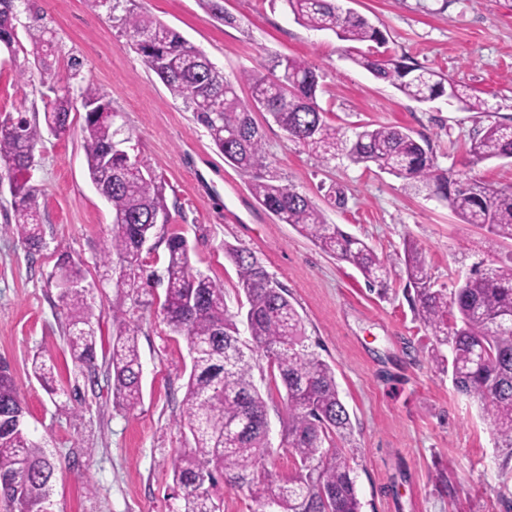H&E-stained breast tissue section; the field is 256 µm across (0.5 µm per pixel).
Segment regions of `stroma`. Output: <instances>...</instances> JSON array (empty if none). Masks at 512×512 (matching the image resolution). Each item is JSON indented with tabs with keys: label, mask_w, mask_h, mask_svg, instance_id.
Wrapping results in <instances>:
<instances>
[{
	"label": "stroma",
	"mask_w": 512,
	"mask_h": 512,
	"mask_svg": "<svg viewBox=\"0 0 512 512\" xmlns=\"http://www.w3.org/2000/svg\"><path fill=\"white\" fill-rule=\"evenodd\" d=\"M367 17L386 38V57L418 64L475 89L490 105L472 112L440 97L419 103L355 66L348 45L314 32L270 0H224L236 25L216 21L198 0H135L147 13L204 51L228 79L274 55L314 66L317 102L331 124L354 132L368 123L397 126L429 142L440 168L499 188L512 187V159L470 165L477 131L512 123V0H338ZM19 24L40 15L55 37L54 66L73 86L90 82L107 94L124 126L123 145L165 187L171 222L143 252L147 270L163 273L164 238H186L195 270L224 285L229 312L246 303L224 248L252 251L289 291L306 334L334 369L353 437L346 447L362 512H512V451L499 447L473 399L459 394L450 372L430 359L433 338L415 315L405 268V243L421 249L435 287L454 289L471 265L512 254V241L461 223L445 203L405 188L377 167L338 158L324 163L268 115H258L264 148L285 185L306 194L329 223L395 261L387 291L369 287L350 263L321 251L255 200L248 177L229 166L192 112L174 99L130 49L105 10L90 0H19ZM0 52V115L33 113L46 87L39 74L20 80L15 63L30 56ZM79 60L71 71V60ZM82 115L65 135L44 134L27 177L38 191L46 241L29 255L10 224L14 200L0 185V361L13 374L27 410L31 438L53 451L58 478L54 512H169L172 460L185 443L179 426L190 370L186 340L163 320L164 288L137 301L117 290L118 274L100 259L110 237L112 208L87 174ZM82 261L85 286L101 308L98 351L114 331L112 309L134 311L143 366V401L116 410L105 374H73L62 336L64 311L53 278L59 259ZM52 356L62 395H48L31 375L36 354ZM281 397L268 403L272 452L267 468L295 472L283 445Z\"/></svg>",
	"instance_id": "stroma-1"
}]
</instances>
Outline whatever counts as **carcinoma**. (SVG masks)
Here are the masks:
<instances>
[{
	"label": "carcinoma",
	"instance_id": "carcinoma-1",
	"mask_svg": "<svg viewBox=\"0 0 512 512\" xmlns=\"http://www.w3.org/2000/svg\"><path fill=\"white\" fill-rule=\"evenodd\" d=\"M0 0V49L15 53L19 44L16 2L9 10ZM112 12V21L171 96L183 102L208 132L224 160L249 179L252 195L283 224L293 226L325 253L354 265L365 281L382 286L392 265L380 259L365 241L327 222L309 197L284 185L264 149L263 134L249 104L234 82L176 30L128 6L131 0H94ZM226 24L235 18L223 0H200ZM294 20L312 31H331L351 43L384 42L383 33L359 14H344L336 0H282ZM32 54L41 65V83L52 93L42 117L23 114L0 120V162L13 181V230L31 254L42 250L36 189L24 175L31 169L42 130L71 127V112L82 107V147L88 175L111 204L112 229L104 259L120 263L115 287L138 302L150 283L138 242L156 235L151 218L168 211L164 186L138 160L118 151L121 128L115 125L112 100L87 83L80 100L69 82L53 73L55 43L51 31L35 16L25 26ZM350 59L387 82L406 98L427 102L447 96L466 110L484 112L486 101L464 90L455 79L416 64L373 53ZM240 81L251 97L266 104L267 114L290 140L328 162L338 156L353 164L372 165L401 179L405 188L422 190L445 202L464 224H473L491 240L512 241V189H497L468 175H452L438 167L429 144L396 126H359L352 135L325 119L317 102L319 75L306 61L274 56ZM472 162L512 158V124L494 122L471 139ZM163 320L193 350L182 400L181 426L189 436L172 465L173 483L181 501L175 512H220L217 490L228 482L247 489L252 512H361L349 458L339 443L350 440L352 421L339 397L333 368L309 342L302 317L288 299V290L267 272L249 250L229 247L225 254L236 267L248 303L245 320L250 348L241 344L237 315L228 312L224 287L193 272L190 247L179 234L166 239ZM411 304L435 343L431 359L451 362L452 381L475 399L502 448L512 449V256L506 263H475L453 292L436 289L416 248L404 250ZM65 315L64 335L71 359L83 375H96L97 309L84 288L59 292ZM112 336L107 373L112 379L114 406L134 411L141 405L142 363L137 324L130 311H112ZM447 347L451 357L442 353ZM267 359L273 381L285 391L287 422L284 442L297 461L295 475L276 478L264 466L270 453L267 402L255 384L258 358ZM35 377L49 394L55 365L38 355ZM25 408L16 392L9 366L0 364V497L13 512H51L57 465L44 446L26 429Z\"/></svg>",
	"mask_w": 512,
	"mask_h": 512
}]
</instances>
